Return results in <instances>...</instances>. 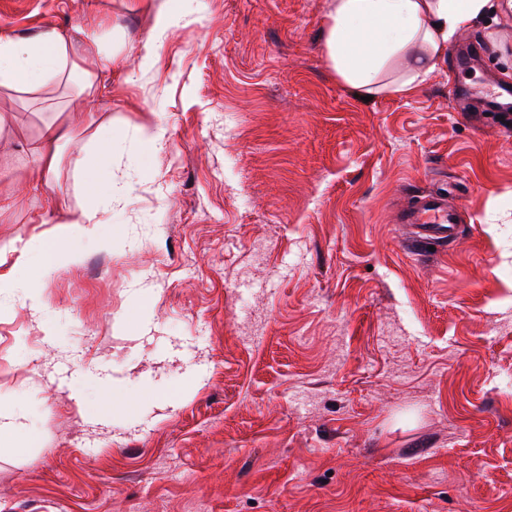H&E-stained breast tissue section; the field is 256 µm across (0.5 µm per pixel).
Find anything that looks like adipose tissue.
<instances>
[{
  "instance_id": "ef3b65f1",
  "label": "adipose tissue",
  "mask_w": 512,
  "mask_h": 512,
  "mask_svg": "<svg viewBox=\"0 0 512 512\" xmlns=\"http://www.w3.org/2000/svg\"><path fill=\"white\" fill-rule=\"evenodd\" d=\"M512 15V0H333L324 48L337 75L363 95L381 91L390 61L414 65L385 89L406 95L446 59L448 42L488 17ZM102 36L74 45L56 28L27 37L0 33V88L36 96L65 83L98 95L105 72L123 65Z\"/></svg>"
}]
</instances>
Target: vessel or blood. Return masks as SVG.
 I'll list each match as a JSON object with an SVG mask.
<instances>
[{
    "instance_id": "obj_1",
    "label": "vessel or blood",
    "mask_w": 512,
    "mask_h": 512,
    "mask_svg": "<svg viewBox=\"0 0 512 512\" xmlns=\"http://www.w3.org/2000/svg\"><path fill=\"white\" fill-rule=\"evenodd\" d=\"M458 215L446 197L439 193L423 196L413 209L406 211L402 221L409 229L406 244L410 248L431 245L437 240H450L456 234Z\"/></svg>"
}]
</instances>
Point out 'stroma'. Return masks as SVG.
Wrapping results in <instances>:
<instances>
[{"mask_svg": "<svg viewBox=\"0 0 512 512\" xmlns=\"http://www.w3.org/2000/svg\"><path fill=\"white\" fill-rule=\"evenodd\" d=\"M331 0H0V32L108 33L95 99L0 91V512H512V17L409 96L365 101L324 53ZM191 13L143 67L160 7ZM160 122L165 148L138 129ZM76 131L50 185L44 127ZM111 126L98 237L63 222ZM446 193L455 238L397 218ZM24 424L17 421L14 413L0 411V453L1 451L20 453L22 448L11 447L12 440L24 428Z\"/></svg>", "mask_w": 512, "mask_h": 512, "instance_id": "35a3bbf8", "label": "stroma"}]
</instances>
